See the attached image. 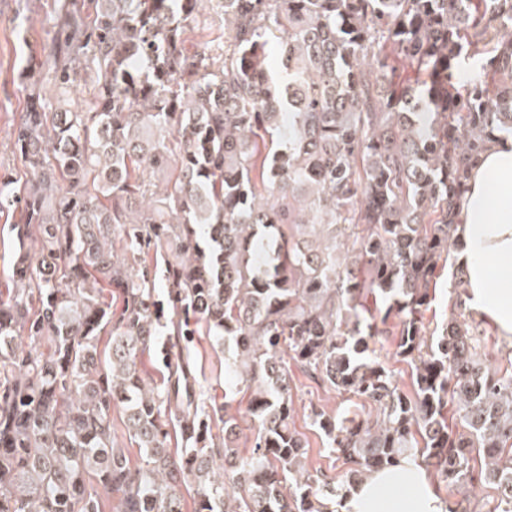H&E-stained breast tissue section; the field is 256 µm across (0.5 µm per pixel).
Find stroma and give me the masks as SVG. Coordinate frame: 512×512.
Returning <instances> with one entry per match:
<instances>
[{
    "mask_svg": "<svg viewBox=\"0 0 512 512\" xmlns=\"http://www.w3.org/2000/svg\"><path fill=\"white\" fill-rule=\"evenodd\" d=\"M60 0H0V176L19 178L25 168L13 150V133L24 108L31 81L50 87L52 75L47 69L31 70V61L43 58L49 51L53 37L52 18ZM470 315L468 306L458 305L457 293L450 285L447 271H440L433 300L424 314L426 331L439 333L452 312ZM295 413L292 422L308 441L307 466L311 472L334 477L344 470L328 448L323 435L312 425L308 414L311 408H322L345 415L357 409L369 411L368 402L359 398H345L327 386L318 384L296 362H289ZM194 380L189 393L198 402H223L231 398L234 411L245 413L248 397L238 391L233 377L227 373L224 353L209 336L198 337L193 358ZM436 492L456 504L458 512H492L497 503L493 486L457 493L448 491L444 482L432 478Z\"/></svg>",
    "mask_w": 512,
    "mask_h": 512,
    "instance_id": "stroma-1",
    "label": "stroma"
}]
</instances>
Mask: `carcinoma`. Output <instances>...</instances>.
<instances>
[{
	"label": "carcinoma",
	"mask_w": 512,
	"mask_h": 512,
	"mask_svg": "<svg viewBox=\"0 0 512 512\" xmlns=\"http://www.w3.org/2000/svg\"><path fill=\"white\" fill-rule=\"evenodd\" d=\"M206 1L224 32L190 55ZM53 29L37 64L53 89H29L14 131L30 177L0 183L19 248L0 291V512H102L112 496L184 512V486L194 512H339L403 458L451 492L492 484L512 512V370L466 319L433 338L423 322L469 173L512 137V0H62ZM405 65L418 79H397ZM390 326L411 396L374 358ZM202 335L250 391L248 456L229 404L183 403L140 366L164 336L186 378ZM288 358L376 411L311 409L347 465L337 480L305 467Z\"/></svg>",
	"instance_id": "1"
}]
</instances>
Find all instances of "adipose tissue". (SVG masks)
I'll use <instances>...</instances> for the list:
<instances>
[{
	"instance_id": "adipose-tissue-1",
	"label": "adipose tissue",
	"mask_w": 512,
	"mask_h": 512,
	"mask_svg": "<svg viewBox=\"0 0 512 512\" xmlns=\"http://www.w3.org/2000/svg\"><path fill=\"white\" fill-rule=\"evenodd\" d=\"M455 236L468 268V305L511 339L512 138L494 144L472 169ZM344 505L345 512H448L425 465L412 458L370 473Z\"/></svg>"
}]
</instances>
